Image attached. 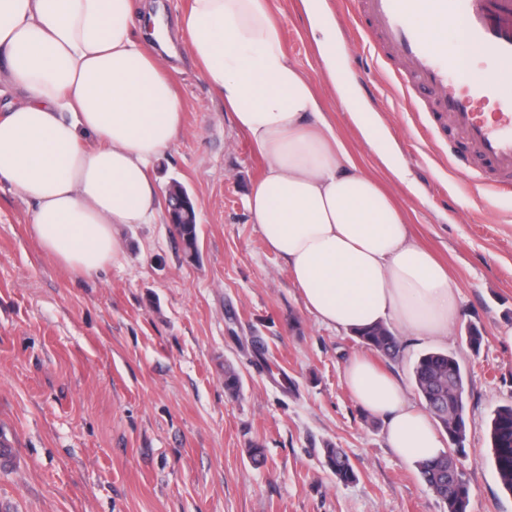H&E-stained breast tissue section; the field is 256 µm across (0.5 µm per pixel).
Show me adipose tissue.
<instances>
[{"instance_id": "obj_1", "label": "adipose tissue", "mask_w": 512, "mask_h": 512, "mask_svg": "<svg viewBox=\"0 0 512 512\" xmlns=\"http://www.w3.org/2000/svg\"><path fill=\"white\" fill-rule=\"evenodd\" d=\"M302 2L341 107L407 183L379 115L345 75L335 19L320 0ZM180 26L185 54L264 161L248 210L308 313L352 333L389 324L447 339L460 317L455 283L289 59L269 0H191ZM183 112L164 57L138 31L134 0H0V183L33 204L35 238L65 269L118 263L121 227L155 218L150 168L183 133ZM343 378L401 459L444 452L430 413L396 375L355 356Z\"/></svg>"}]
</instances>
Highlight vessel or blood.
I'll list each match as a JSON object with an SVG mask.
<instances>
[{"label": "vessel or blood", "instance_id": "b4317fda", "mask_svg": "<svg viewBox=\"0 0 512 512\" xmlns=\"http://www.w3.org/2000/svg\"><path fill=\"white\" fill-rule=\"evenodd\" d=\"M356 14L377 56L396 62L395 84L412 111L446 116L464 143L452 152L460 169L480 161L490 192L512 193V93L449 54L447 39L414 24L420 11L455 20L467 52L512 74V0H355Z\"/></svg>", "mask_w": 512, "mask_h": 512}]
</instances>
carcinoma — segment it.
<instances>
[{"label": "carcinoma", "mask_w": 512, "mask_h": 512, "mask_svg": "<svg viewBox=\"0 0 512 512\" xmlns=\"http://www.w3.org/2000/svg\"><path fill=\"white\" fill-rule=\"evenodd\" d=\"M185 256L197 253L198 223L174 225ZM364 347L395 359L400 354L398 339L384 325L358 334ZM415 387L432 417L447 433L452 448L440 457L418 463L420 475L429 489L448 508V512H468L469 487L459 471L455 455L462 452L466 440V375L459 362L443 352H429L414 364ZM492 462L505 490L512 493V405L499 407L488 426ZM324 455L336 480L346 484L356 479V471L341 448H327Z\"/></svg>", "instance_id": "carcinoma-1"}]
</instances>
